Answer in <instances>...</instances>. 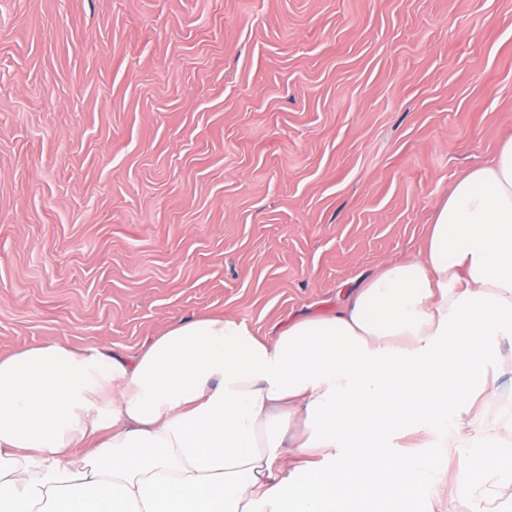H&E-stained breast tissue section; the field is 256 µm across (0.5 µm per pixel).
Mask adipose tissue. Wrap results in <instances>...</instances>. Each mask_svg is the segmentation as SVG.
I'll return each instance as SVG.
<instances>
[{
  "instance_id": "ef3b65f1",
  "label": "adipose tissue",
  "mask_w": 512,
  "mask_h": 512,
  "mask_svg": "<svg viewBox=\"0 0 512 512\" xmlns=\"http://www.w3.org/2000/svg\"><path fill=\"white\" fill-rule=\"evenodd\" d=\"M505 339L512 140L456 184L421 257L274 340L205 317L133 356L51 343L0 357V512H415L451 461L448 512H488L512 485ZM416 432L425 452L388 454Z\"/></svg>"
}]
</instances>
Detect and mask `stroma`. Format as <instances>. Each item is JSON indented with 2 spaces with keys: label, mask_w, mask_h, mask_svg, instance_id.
<instances>
[{
  "label": "stroma",
  "mask_w": 512,
  "mask_h": 512,
  "mask_svg": "<svg viewBox=\"0 0 512 512\" xmlns=\"http://www.w3.org/2000/svg\"><path fill=\"white\" fill-rule=\"evenodd\" d=\"M512 138V0H0V356L262 338Z\"/></svg>",
  "instance_id": "1"
}]
</instances>
